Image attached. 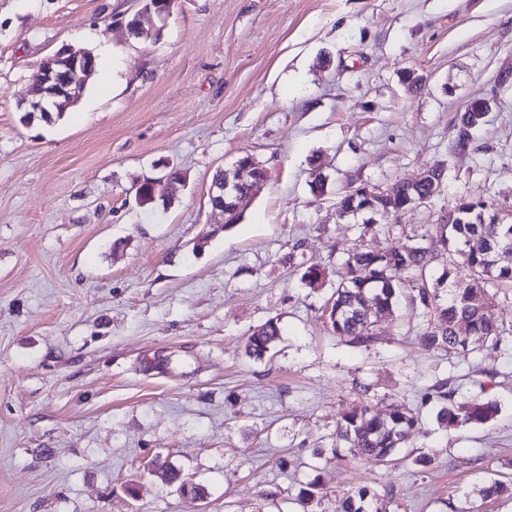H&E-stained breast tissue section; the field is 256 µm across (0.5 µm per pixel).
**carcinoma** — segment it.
Listing matches in <instances>:
<instances>
[{"mask_svg": "<svg viewBox=\"0 0 512 512\" xmlns=\"http://www.w3.org/2000/svg\"><path fill=\"white\" fill-rule=\"evenodd\" d=\"M489 106V99H476L458 115L457 147H468L471 131L483 122ZM432 193V183L406 180L398 183L385 198L356 200L348 188L337 197L336 208L346 211L354 207L363 214L372 213V203L375 202L390 204L400 212L414 199L430 198ZM455 208L462 210V221L437 225L435 237L427 245L418 242L386 251H357L345 261V275L332 296L328 312L331 330L336 335L348 338L357 346L374 342L376 323L393 310L404 275L410 274L424 282L428 265L433 259L441 258L445 265L435 286L431 289L420 287L413 295V301L430 316L429 326L419 336L421 345L451 354L459 349L498 348L507 340L506 329L488 320L482 307L472 302L470 293L490 283L512 285V265L495 264L490 252V246L506 241V235L512 233V224L485 222L489 205L482 200L460 198ZM460 267L470 277L467 288L451 287ZM458 323L466 324V333L453 329ZM279 334L276 321L266 322L249 336L248 354L263 358L274 347ZM434 391L441 402L437 420L442 425L485 424L495 416L496 406L490 402L454 405L453 391L448 389L446 381L438 383ZM418 423V416L404 404L393 405L385 419L370 414L366 408L354 407L337 422L336 443L343 444L354 457L388 462ZM343 512L382 510L376 496L361 490L344 500Z\"/></svg>", "mask_w": 512, "mask_h": 512, "instance_id": "obj_1", "label": "carcinoma"}]
</instances>
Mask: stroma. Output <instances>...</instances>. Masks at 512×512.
<instances>
[{
	"label": "stroma",
	"mask_w": 512,
	"mask_h": 512,
	"mask_svg": "<svg viewBox=\"0 0 512 512\" xmlns=\"http://www.w3.org/2000/svg\"><path fill=\"white\" fill-rule=\"evenodd\" d=\"M140 7L0 0V512H339L363 487L387 512H512L481 494L512 480V342L424 350L405 300L367 347L324 316L355 248L421 241L462 197L512 224V0H176L156 41L125 25ZM65 46L94 53L92 83L25 124L32 74ZM478 98L495 104L457 148ZM245 154L267 182L228 228L210 188ZM166 167L185 187L139 206L134 181ZM430 167L425 203L338 217L348 184L388 193ZM270 320L278 341L250 357ZM444 378L495 417L439 424ZM362 403L418 415L394 463L333 457ZM280 330L276 321L270 320L253 331L248 338L247 352L257 359L263 358L274 347Z\"/></svg>",
	"instance_id": "stroma-1"
}]
</instances>
